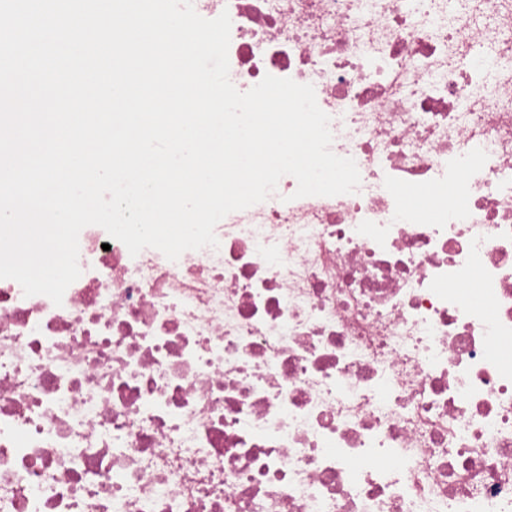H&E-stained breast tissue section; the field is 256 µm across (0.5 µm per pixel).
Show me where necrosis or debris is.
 Here are the masks:
<instances>
[{
    "instance_id": "1",
    "label": "necrosis or debris",
    "mask_w": 512,
    "mask_h": 512,
    "mask_svg": "<svg viewBox=\"0 0 512 512\" xmlns=\"http://www.w3.org/2000/svg\"><path fill=\"white\" fill-rule=\"evenodd\" d=\"M192 3L360 184L0 279V512H512V0Z\"/></svg>"
}]
</instances>
